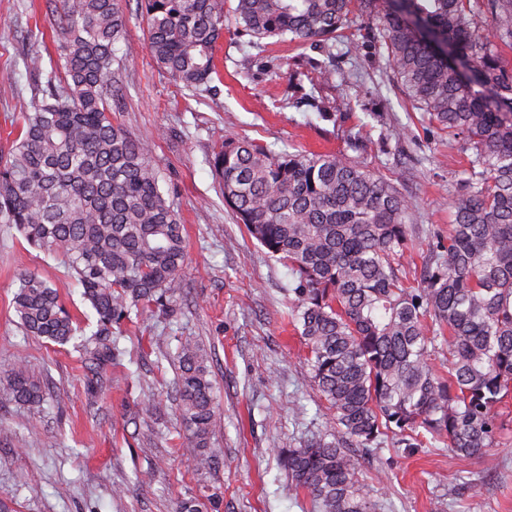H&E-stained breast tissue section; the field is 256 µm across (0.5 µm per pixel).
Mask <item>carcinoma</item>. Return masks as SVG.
I'll use <instances>...</instances> for the list:
<instances>
[{"label":"carcinoma","instance_id":"carcinoma-1","mask_svg":"<svg viewBox=\"0 0 512 512\" xmlns=\"http://www.w3.org/2000/svg\"><path fill=\"white\" fill-rule=\"evenodd\" d=\"M141 2L156 65L187 89L209 90L223 0ZM480 11L486 34L474 22ZM355 15L376 22L411 103L468 153L448 237L428 245L416 284H404L412 204L390 179L344 154L274 152L234 137L212 158L225 206L291 270V323L335 411L340 438L278 452L317 512H376L356 448L442 442L456 456H489L498 408L512 399V68L499 52L512 49V0H237L235 23L252 48L266 38L323 43L325 59L304 60L315 81L301 99L328 119L316 87L344 81L333 49ZM61 27L63 83L47 84L0 159V222L61 256L82 288L96 321L80 336L59 289L33 272L20 276L13 307L27 335L73 344L94 395L118 353L112 326L171 307L185 245L148 143L107 112L114 46L126 33L120 0H64ZM439 348L446 374L430 365ZM174 384L185 451L209 468L214 385L210 355L192 338L181 343ZM0 395L44 400L21 361L0 373Z\"/></svg>","mask_w":512,"mask_h":512}]
</instances>
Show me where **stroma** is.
Wrapping results in <instances>:
<instances>
[{"mask_svg":"<svg viewBox=\"0 0 512 512\" xmlns=\"http://www.w3.org/2000/svg\"><path fill=\"white\" fill-rule=\"evenodd\" d=\"M237 0H224V38L215 51L212 93L181 88L153 62L140 0H122L129 53L109 104L112 119L146 141L160 185L184 226L185 263L174 315L131 317L117 327L124 354L107 371L103 392L88 395L87 370L72 347L25 335L12 307L16 280L32 271L55 284L67 309L85 322L93 310L59 260L30 247L0 223V370L25 360L46 391L38 407L0 399V495L14 512H174L183 498L209 512H313L278 462L282 448L322 437L336 421L316 394L307 349L288 323L292 275L270 260L224 205L211 159L224 137L279 151L333 152L391 178L412 202L414 264L429 235L447 236L449 203L466 164L459 144L413 109L382 48L358 27L338 38L346 83L320 86L334 114L319 118L299 104L288 66L310 44L236 35ZM60 0H0V156L23 113L31 111L63 39ZM363 41V40H362ZM41 56L30 72L25 58ZM363 132L353 145L355 132ZM211 349L217 426L216 462L199 470L184 455L173 389L184 337ZM491 458H461L446 445L383 446L361 454L377 512H512V402Z\"/></svg>","mask_w":512,"mask_h":512,"instance_id":"1","label":"stroma"}]
</instances>
